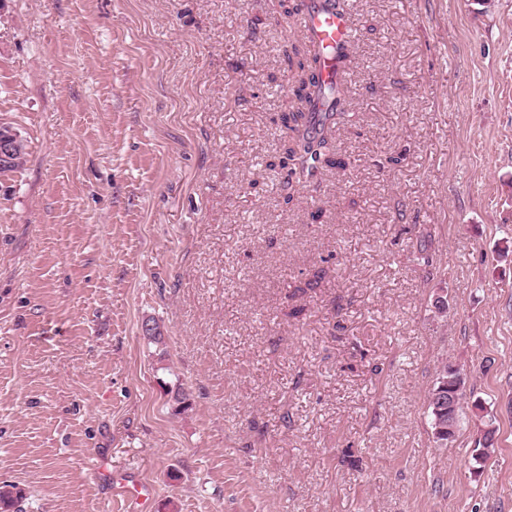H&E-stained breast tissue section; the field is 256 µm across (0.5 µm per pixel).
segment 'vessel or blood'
<instances>
[{
	"instance_id": "vessel-or-blood-1",
	"label": "vessel or blood",
	"mask_w": 512,
	"mask_h": 512,
	"mask_svg": "<svg viewBox=\"0 0 512 512\" xmlns=\"http://www.w3.org/2000/svg\"><path fill=\"white\" fill-rule=\"evenodd\" d=\"M296 23L320 53L323 81L331 82L341 76L340 53L354 38L351 16L336 10L331 0H310L305 13L297 17Z\"/></svg>"
}]
</instances>
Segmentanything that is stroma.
I'll return each mask as SVG.
<instances>
[{
  "label": "stroma",
  "mask_w": 512,
  "mask_h": 512,
  "mask_svg": "<svg viewBox=\"0 0 512 512\" xmlns=\"http://www.w3.org/2000/svg\"><path fill=\"white\" fill-rule=\"evenodd\" d=\"M349 3L347 166L288 204L269 163L306 41L277 0H5L27 157L0 172V483L24 512H104L92 461L148 512H512V0ZM446 368L448 376L443 375L442 377H448V381L445 380L443 385L441 384V388L447 387L448 393H450L452 396L450 397V401H447L445 406L442 404H437L436 401L433 400L435 392L441 383L440 376H438L434 387L429 392L427 404V411L430 417L432 431H434L441 423L448 427V420H452L456 424L457 428L459 427L460 423L461 400L463 399L464 395V381L462 378H459V375L455 373L454 370L449 367ZM449 432H453V429L450 427H448V436H451L449 435ZM444 436H446L445 430L438 427L435 432V439L441 444H447V441L442 439Z\"/></svg>",
  "instance_id": "stroma-1"
}]
</instances>
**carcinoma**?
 Here are the masks:
<instances>
[{"label": "carcinoma", "instance_id": "1", "mask_svg": "<svg viewBox=\"0 0 512 512\" xmlns=\"http://www.w3.org/2000/svg\"><path fill=\"white\" fill-rule=\"evenodd\" d=\"M287 61L290 64L295 62L290 56ZM295 63L302 76L292 88L295 105L280 116L286 140L276 166L285 170L286 184L304 186L313 182L325 166L346 167L344 160L335 158V143L329 137V132L333 124L344 120L348 101L344 82L327 86L321 81L314 49H308V57ZM319 103L330 108V111L316 114L314 108ZM447 372L450 401L443 406L433 400L435 389L440 386L438 381L428 395L427 411L433 429L441 424L448 425L450 420L460 423L464 381L454 370L449 368ZM23 499L24 495L20 492L5 485L0 486V512L20 508Z\"/></svg>", "mask_w": 512, "mask_h": 512}]
</instances>
